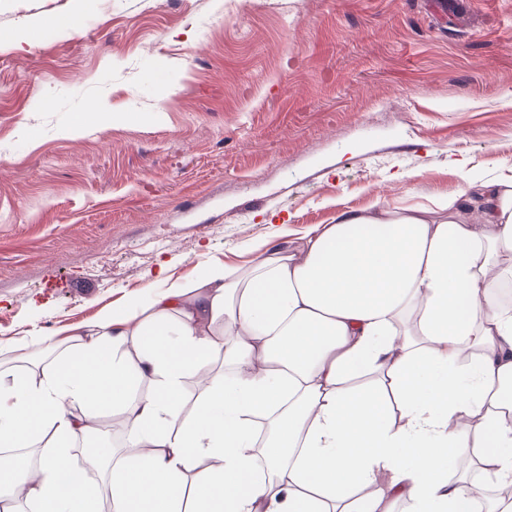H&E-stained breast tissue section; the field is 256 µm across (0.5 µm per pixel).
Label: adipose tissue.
<instances>
[{"mask_svg":"<svg viewBox=\"0 0 512 512\" xmlns=\"http://www.w3.org/2000/svg\"><path fill=\"white\" fill-rule=\"evenodd\" d=\"M507 279L512 177L466 176L434 206L342 208L249 266L0 345L25 365L0 381V512H471L459 457L512 486ZM109 416L120 450L86 457L100 488L71 458Z\"/></svg>","mask_w":512,"mask_h":512,"instance_id":"1","label":"adipose tissue"}]
</instances>
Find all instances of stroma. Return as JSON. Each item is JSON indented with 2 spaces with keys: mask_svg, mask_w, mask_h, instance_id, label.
<instances>
[{
  "mask_svg": "<svg viewBox=\"0 0 512 512\" xmlns=\"http://www.w3.org/2000/svg\"><path fill=\"white\" fill-rule=\"evenodd\" d=\"M465 174L512 177V0H0L1 344Z\"/></svg>",
  "mask_w": 512,
  "mask_h": 512,
  "instance_id": "1",
  "label": "stroma"
}]
</instances>
